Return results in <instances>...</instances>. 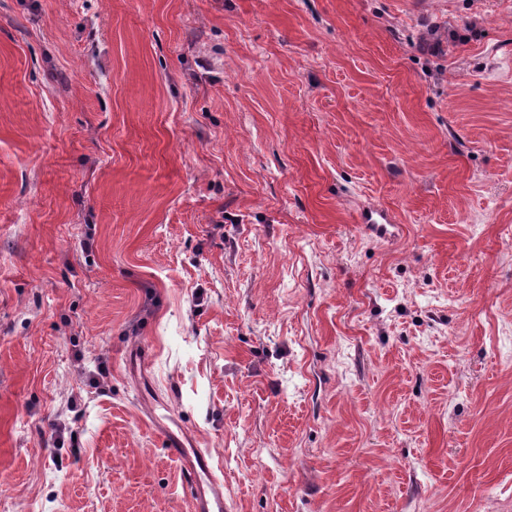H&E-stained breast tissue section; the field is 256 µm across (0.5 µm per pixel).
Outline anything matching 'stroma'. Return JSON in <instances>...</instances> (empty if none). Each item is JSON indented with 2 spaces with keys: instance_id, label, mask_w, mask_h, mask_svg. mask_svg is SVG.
<instances>
[{
  "instance_id": "1",
  "label": "stroma",
  "mask_w": 512,
  "mask_h": 512,
  "mask_svg": "<svg viewBox=\"0 0 512 512\" xmlns=\"http://www.w3.org/2000/svg\"><path fill=\"white\" fill-rule=\"evenodd\" d=\"M180 427L512 512V0H0V512H189Z\"/></svg>"
}]
</instances>
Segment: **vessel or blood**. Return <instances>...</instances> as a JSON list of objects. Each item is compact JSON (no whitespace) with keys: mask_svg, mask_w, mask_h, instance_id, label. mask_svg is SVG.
<instances>
[{"mask_svg":"<svg viewBox=\"0 0 512 512\" xmlns=\"http://www.w3.org/2000/svg\"><path fill=\"white\" fill-rule=\"evenodd\" d=\"M164 442L168 457L180 464L191 512H224V491L208 452L186 447L183 439L175 434L166 435Z\"/></svg>","mask_w":512,"mask_h":512,"instance_id":"vessel-or-blood-1","label":"vessel or blood"}]
</instances>
